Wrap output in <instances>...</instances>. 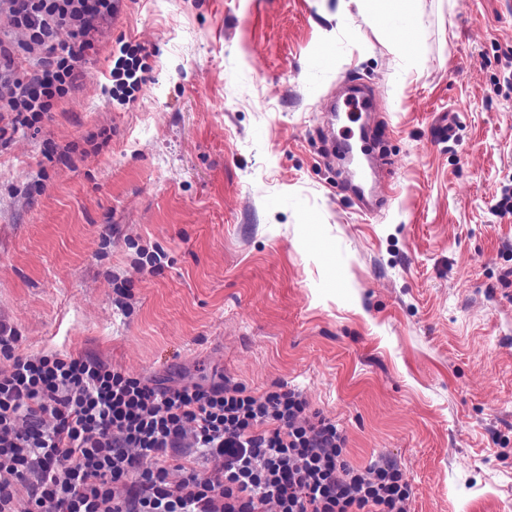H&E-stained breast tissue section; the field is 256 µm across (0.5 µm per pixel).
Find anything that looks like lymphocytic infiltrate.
Masks as SVG:
<instances>
[{
	"label": "lymphocytic infiltrate",
	"instance_id": "1",
	"mask_svg": "<svg viewBox=\"0 0 512 512\" xmlns=\"http://www.w3.org/2000/svg\"><path fill=\"white\" fill-rule=\"evenodd\" d=\"M24 45L22 75L0 45V138L42 122L76 87V66L120 0H0ZM146 68L124 45L112 69L129 103ZM0 326V512H408L397 468L344 458L337 425L296 389L255 396L237 384L162 387L69 353L23 354ZM176 448L214 459L170 467ZM179 472L171 483V472Z\"/></svg>",
	"mask_w": 512,
	"mask_h": 512
}]
</instances>
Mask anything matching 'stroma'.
Returning a JSON list of instances; mask_svg holds the SVG:
<instances>
[{
  "instance_id": "1",
  "label": "stroma",
  "mask_w": 512,
  "mask_h": 512,
  "mask_svg": "<svg viewBox=\"0 0 512 512\" xmlns=\"http://www.w3.org/2000/svg\"><path fill=\"white\" fill-rule=\"evenodd\" d=\"M406 2L405 58L364 0H123L75 91L0 143L20 352L296 388L351 466L397 465L410 512H512V0ZM122 42L149 68L124 107ZM353 78L390 151L378 213L327 152Z\"/></svg>"
}]
</instances>
